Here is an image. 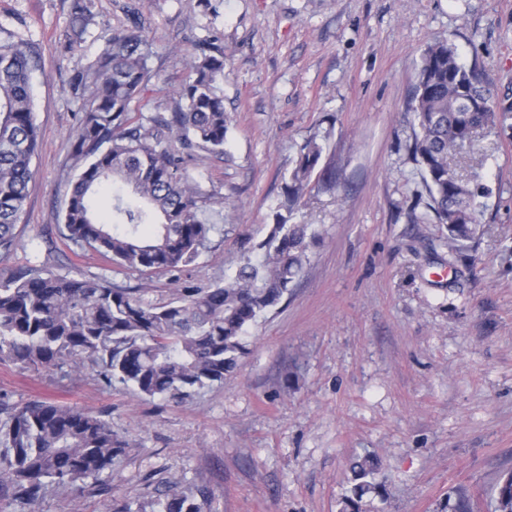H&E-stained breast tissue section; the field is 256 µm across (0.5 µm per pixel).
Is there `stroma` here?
<instances>
[{"label":"stroma","instance_id":"stroma-1","mask_svg":"<svg viewBox=\"0 0 512 512\" xmlns=\"http://www.w3.org/2000/svg\"><path fill=\"white\" fill-rule=\"evenodd\" d=\"M74 0H0V39L32 44L38 141L17 244L0 279L28 268L104 277L168 302L175 284L229 281L259 258L301 145L324 151L291 223L319 237L282 302L246 332L223 383L173 402L105 384L69 364L0 362V395L104 415L126 443L105 481L48 487L40 512L151 507L168 485L205 490L206 512H339L350 461H379L361 512H494L512 470V128L489 130L457 163L489 189L473 239L448 249L428 208L406 110L428 45L454 43L466 66L512 96V0H92L73 42ZM140 20L155 76L137 112H162L193 46L224 43V160L193 174L213 199L206 248L180 281L116 271L61 233L83 102L73 77L112 29Z\"/></svg>","mask_w":512,"mask_h":512}]
</instances>
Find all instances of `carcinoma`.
Wrapping results in <instances>:
<instances>
[{
  "instance_id": "1",
  "label": "carcinoma",
  "mask_w": 512,
  "mask_h": 512,
  "mask_svg": "<svg viewBox=\"0 0 512 512\" xmlns=\"http://www.w3.org/2000/svg\"><path fill=\"white\" fill-rule=\"evenodd\" d=\"M93 21L75 0L73 36ZM152 43L140 31L115 29L97 58L72 80L83 99L73 153L82 167L68 192L64 238L106 257L119 270L179 272L194 263L211 225L201 218L210 195L191 174L198 152L224 156V45L212 35L189 54L188 78L168 112L131 115L154 77ZM35 56L23 42L0 41V252L15 244L37 146L31 74ZM416 126L412 153L436 222L455 248L474 234L486 187L459 173L453 157L468 154L488 130L512 118V98L494 96L488 79L465 67L449 43L422 53L408 103ZM304 143L285 186L288 209L298 204L322 158ZM112 189L109 211L94 201ZM318 234L278 212L262 258H246L223 285L186 287L154 304L105 278L70 277L31 268L0 281V362L25 368L89 361L104 382L118 381L150 397L182 401L223 382L245 351V332L276 307L299 276ZM0 493L40 512L45 487L104 493V473L125 455V442L100 416L48 401L8 406L0 399ZM352 496L340 512H360L364 495L379 492L376 463L351 467ZM497 512H512V474L495 489ZM207 500L177 486L165 489L157 512H205Z\"/></svg>"
}]
</instances>
